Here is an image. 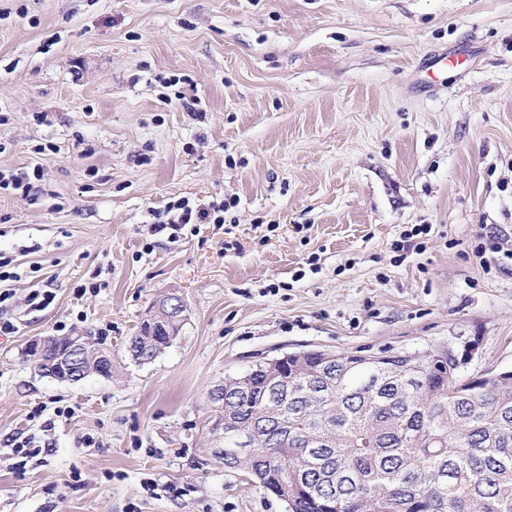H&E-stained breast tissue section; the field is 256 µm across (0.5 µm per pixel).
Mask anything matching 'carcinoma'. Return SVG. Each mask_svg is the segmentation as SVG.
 <instances>
[{"instance_id":"1","label":"carcinoma","mask_w":512,"mask_h":512,"mask_svg":"<svg viewBox=\"0 0 512 512\" xmlns=\"http://www.w3.org/2000/svg\"><path fill=\"white\" fill-rule=\"evenodd\" d=\"M129 348L155 358L166 337L142 324ZM320 361L313 351L289 356L280 390L263 360L226 379V393L248 387L231 417L279 421L284 438L272 446L262 430L241 453L226 429L207 449L213 462L264 489L288 483L291 512H512V379L466 385L452 365H428L404 390L408 355L379 371L350 368L353 357L340 354L328 382Z\"/></svg>"}]
</instances>
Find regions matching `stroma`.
<instances>
[{"mask_svg": "<svg viewBox=\"0 0 512 512\" xmlns=\"http://www.w3.org/2000/svg\"><path fill=\"white\" fill-rule=\"evenodd\" d=\"M443 52L457 66L420 69ZM37 165L33 200L0 195L21 275L0 512H286L206 459L209 390L264 357L448 347L462 373L512 370V260L473 255L512 248V0H0V171ZM180 198L238 204L154 233ZM171 289L178 333L135 363ZM71 332L111 377L38 371L29 343ZM24 438L42 451L16 467ZM166 301L165 305L163 306L162 303L155 304L151 307V310L149 311L148 317L145 319L149 322H153V317L155 315L162 313V320L163 321H171L172 315L178 312V319H181L182 311L185 309L184 302L182 300V297L177 293V291H171L168 292L167 295H165ZM152 344L148 345L149 343ZM166 344V336H156L151 334L146 324H140L135 336L129 343L130 352L138 357H146L147 359L156 358L170 345ZM148 345V346H147Z\"/></svg>", "mask_w": 512, "mask_h": 512, "instance_id": "stroma-1", "label": "stroma"}]
</instances>
